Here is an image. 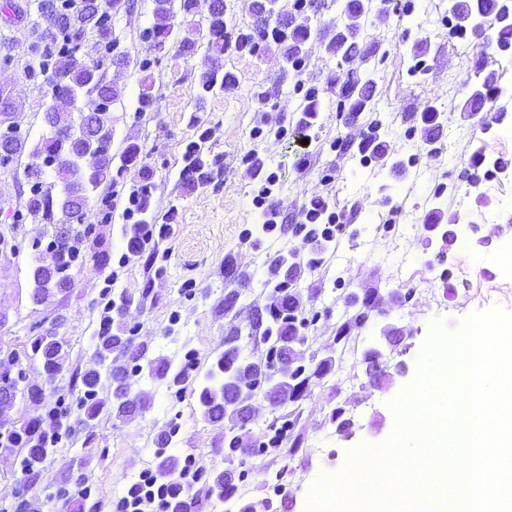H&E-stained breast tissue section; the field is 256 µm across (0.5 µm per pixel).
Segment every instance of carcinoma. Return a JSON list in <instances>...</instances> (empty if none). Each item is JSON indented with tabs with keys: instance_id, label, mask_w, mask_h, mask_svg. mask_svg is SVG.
<instances>
[{
	"instance_id": "cac0c4a2",
	"label": "carcinoma",
	"mask_w": 512,
	"mask_h": 512,
	"mask_svg": "<svg viewBox=\"0 0 512 512\" xmlns=\"http://www.w3.org/2000/svg\"><path fill=\"white\" fill-rule=\"evenodd\" d=\"M121 0H109L107 10L100 11L101 20L96 24L89 23L86 13L80 5L70 4V0H46L44 8L49 11L52 21L49 26L39 31L31 44V52L39 59L40 72L53 73L54 79L62 82L58 86L50 83L51 104L46 115L54 128L53 135L37 143L30 152V162L25 173L30 184V196L26 203V211L14 212V222H21L30 216L45 224L43 238L33 241L32 249L38 250L42 243L58 245L52 256V263H34L31 267L33 282L32 298L42 303L57 293H61L74 285L73 269L86 262L98 267L109 265L112 255L111 247L105 238L97 232L96 225L84 223V216L90 208H96L100 223L112 221V200L103 196L90 202L88 189L96 188L104 181H112V103L119 99L122 88L106 78V72L112 66L122 64V59L112 54V10L119 7ZM174 0H155L154 22L144 30V35L158 47H163L172 36L174 24ZM508 5L505 0H452L449 12L457 20L453 33L469 36L474 45L480 48V54L492 49L499 56L502 68L512 67V35L508 28L500 26V33L492 37L483 17L486 15L507 14ZM365 11L364 0H346L341 14L351 23L336 33L328 45V49L341 54L344 62L352 61L364 53L360 49L357 38L360 25L354 19ZM95 36L93 49L96 58L84 50L87 33ZM208 33L210 41L219 51L226 49L227 31L224 25V0H212ZM311 33L308 18L293 25L291 43L284 51L286 63L296 66L300 60L301 46ZM232 83L230 76L221 73V65L214 64L203 72L199 79V101H204L215 88H224ZM93 93L99 100V107L89 112L85 122V132L81 135L68 136V132L79 121L73 106L82 93ZM375 92L374 82L368 78L363 80L351 73L340 86V95L348 101L347 112L356 116L365 111ZM503 89L497 85V77L491 76L489 81L475 89L467 98L464 111H472V103H486L488 96L497 99ZM206 138L187 144L185 165L180 177L189 184H206L214 179L213 166L216 160L209 158L205 152ZM103 155V160L93 167L85 166L83 159L89 151ZM53 167L60 190H54V184L44 181L45 168ZM152 174L145 170L140 181L130 189L133 209L140 220L134 224H125L122 235L126 243L121 255L124 263L139 261L147 252H155L152 245L154 234L152 224L154 217L148 216L150 197L153 184ZM65 225H81L78 231L66 244L60 241L59 229ZM314 256L302 264L295 261V251L281 254L274 258L270 265L267 292L268 303L264 305L266 317H258L250 324L248 336L243 337L235 331L224 337V350L217 353L211 367L198 382L197 393L203 416L209 421L225 420L229 423L228 434L224 435L226 457L232 459L236 453H246L242 435L252 422L249 401L256 391L268 389L271 392V406L281 408L292 407L288 413L274 419L267 429L272 432L268 441L260 443L256 452L265 453L269 448L279 449L287 445V453L292 455L304 443V436L295 431L299 411L293 408L302 399L307 390L331 373L336 366V356L343 354L350 346L354 324L362 323L368 313L374 309L369 301L349 317L336 330V336L328 341L323 352H314L308 363L289 366L293 361L294 348L307 343L303 329L316 322L318 314L307 312L301 307L296 284L305 270H312L323 262L326 244L314 239ZM102 295L108 298L106 315H104L97 336L94 355L98 363L103 364L110 356L127 357L132 363V372L137 375H148L157 381H168L169 388L175 389L179 395L192 384L191 371L195 364L191 354H185L186 363L178 368L165 358H157L141 364L143 353L133 344L130 330L120 318L123 311L131 304L144 303L150 295V289L144 288L139 295L126 291L111 294V287L105 286ZM249 340L254 345L265 346V354L257 361L241 354V342ZM26 357L39 360L48 379L52 380L63 372L66 367L69 351L66 344L55 333L40 332L34 336L30 344V353ZM72 387L79 388L77 396L78 413H73L71 406L59 402L47 414L54 420V427L48 431L42 427L43 420L25 421L20 427L14 428L5 435H0L1 448H24L26 453L22 460V473L28 485L35 483L41 465L52 453L53 448L64 437L71 436L76 428L91 429L105 402H110L112 411L117 417L133 419L144 410L141 398L131 393L126 376L112 381L111 398L102 397V374L95 368L85 371L73 370L70 375ZM175 426L163 433L157 440V464L154 478L164 479L162 486H153L152 490H162L168 494L167 512H179V503H188L197 497L222 501L232 497L237 485L235 480L242 479L244 473L232 471L215 472L207 477L200 488L194 483L175 484L170 478L179 471V459L166 453L173 438L177 436Z\"/></svg>"
}]
</instances>
